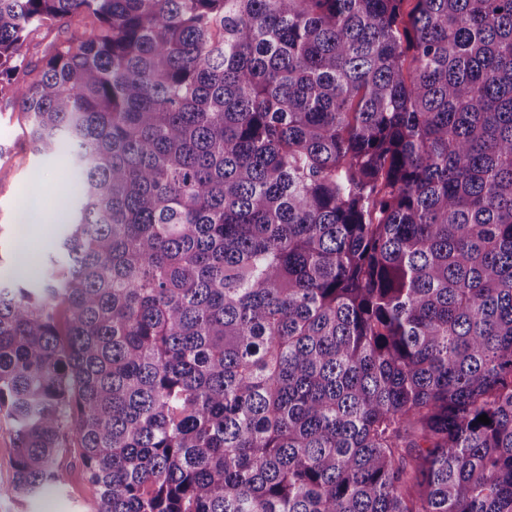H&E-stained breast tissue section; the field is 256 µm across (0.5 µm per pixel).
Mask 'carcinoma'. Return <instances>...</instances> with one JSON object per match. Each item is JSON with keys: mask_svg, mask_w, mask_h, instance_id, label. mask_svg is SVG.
Wrapping results in <instances>:
<instances>
[{"mask_svg": "<svg viewBox=\"0 0 512 512\" xmlns=\"http://www.w3.org/2000/svg\"><path fill=\"white\" fill-rule=\"evenodd\" d=\"M0 97L79 185L0 499L512 512V0H0ZM72 480L67 492H49L29 506L28 512H85V503L95 496L94 487L83 477L79 466L71 462Z\"/></svg>", "mask_w": 512, "mask_h": 512, "instance_id": "1", "label": "carcinoma"}]
</instances>
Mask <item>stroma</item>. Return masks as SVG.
I'll return each mask as SVG.
<instances>
[{
    "label": "stroma",
    "mask_w": 512,
    "mask_h": 512,
    "mask_svg": "<svg viewBox=\"0 0 512 512\" xmlns=\"http://www.w3.org/2000/svg\"><path fill=\"white\" fill-rule=\"evenodd\" d=\"M23 118L17 107L0 102V277H15L17 242H26L35 270H42L59 232L47 218L60 210V201L75 193L76 185L64 164L49 165L37 159L25 144ZM68 491L49 492L30 505V512H84L95 496L94 487L79 467H72Z\"/></svg>",
    "instance_id": "obj_1"
}]
</instances>
